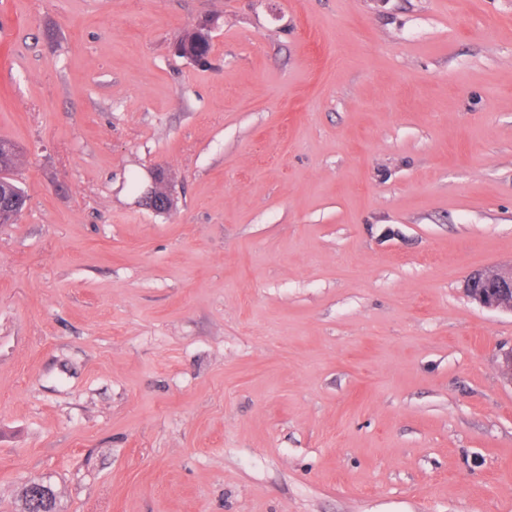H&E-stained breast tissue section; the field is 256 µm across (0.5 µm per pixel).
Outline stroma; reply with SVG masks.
Returning a JSON list of instances; mask_svg holds the SVG:
<instances>
[{"instance_id": "35a3bbf8", "label": "stroma", "mask_w": 512, "mask_h": 512, "mask_svg": "<svg viewBox=\"0 0 512 512\" xmlns=\"http://www.w3.org/2000/svg\"><path fill=\"white\" fill-rule=\"evenodd\" d=\"M0 138V512H512V0H0ZM218 19L207 17L186 31L175 44V51L182 57L200 61L205 59L211 49L212 28L210 24ZM22 157L23 152L16 143L8 139H0V172L4 174V182L0 185V209L5 212L16 213L15 221L27 203L25 191L17 184L15 179L10 177L20 166ZM14 218L6 217L5 222L0 221V224H8ZM164 179V170L158 168L154 172L153 186L147 190L144 196L146 205L159 213L169 212L176 204L175 198L171 190L165 184ZM465 292L480 307L512 313V267L473 271L465 281ZM44 484L30 483L22 488L19 512H55V495L51 489V498L43 491Z\"/></svg>"}]
</instances>
